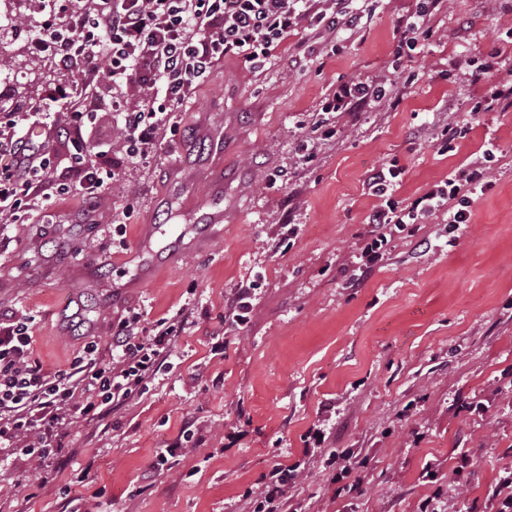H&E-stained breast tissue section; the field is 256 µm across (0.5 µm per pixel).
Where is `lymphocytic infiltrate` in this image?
Here are the masks:
<instances>
[{
    "instance_id": "f902f5d3",
    "label": "lymphocytic infiltrate",
    "mask_w": 512,
    "mask_h": 512,
    "mask_svg": "<svg viewBox=\"0 0 512 512\" xmlns=\"http://www.w3.org/2000/svg\"><path fill=\"white\" fill-rule=\"evenodd\" d=\"M352 0H94L92 9L71 10L65 27L44 21L41 46L53 49L62 66L75 73L73 83L54 88L53 101L65 104L63 119L33 111L21 116L0 114V218L35 219L52 191L76 190L94 202L106 185L98 171L112 153L108 143L89 144L83 135L101 107H109L134 161L162 145L163 133L189 93L228 55H240L253 67L271 61L288 34L316 22L332 30L361 28L363 15ZM498 52L488 53L471 79L488 94L476 105L490 111L512 98V85L500 78ZM136 86L138 105L125 97ZM385 89L360 81L337 85L325 102L327 112L350 114L381 101ZM71 134L72 176L48 190L44 174L54 157L57 125ZM40 128L43 137L30 142L25 130ZM400 168L383 165L368 185L385 203L367 217L369 231L361 253L371 268L388 243L393 226L423 224L444 216L452 228L469 223L471 206L488 186L487 171L472 166L449 174L445 185L433 186L410 205L399 207L387 194L396 186ZM183 321L161 319L144 331L137 319L118 321L112 349L102 356L88 347L69 369L46 371L33 358V339L24 318L0 315V446L11 449L27 438L23 455L43 462L61 452L49 437L53 429L86 416L107 417L154 380L174 346Z\"/></svg>"
}]
</instances>
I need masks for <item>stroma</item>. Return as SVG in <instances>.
<instances>
[{
    "instance_id": "35a3bbf8",
    "label": "stroma",
    "mask_w": 512,
    "mask_h": 512,
    "mask_svg": "<svg viewBox=\"0 0 512 512\" xmlns=\"http://www.w3.org/2000/svg\"><path fill=\"white\" fill-rule=\"evenodd\" d=\"M420 0H360L355 32L301 27L255 69L227 56L190 93L176 135L126 162L115 119L87 128L112 144L119 181L87 206L72 193L41 224L0 221V312L28 317L34 357L66 368L88 343L109 353L112 324L188 322L157 378L103 419L63 438L62 473L0 461V505L13 512H253L279 465L304 461L290 489L306 512H424L465 501L490 512L512 468V108L473 114L486 93L470 59H512V0H444L433 33L398 51V20ZM38 31L0 27L19 67L0 77V108H46L67 71ZM395 82L354 116L321 107L343 81ZM465 126L445 142L446 124ZM335 127L321 139L319 125ZM224 136V160L207 128ZM317 140L301 165V145ZM493 148L490 188L470 224L439 218L392 229L387 252L359 273L365 216L380 205L369 173L397 162L406 206ZM201 175L193 195L172 191ZM224 187V221L171 256L143 243L149 224H183L185 206ZM297 228L287 233L286 224ZM251 288L245 325L228 321ZM326 430L324 453L304 437ZM171 448L169 468L153 464ZM357 455L360 490L332 482L328 453Z\"/></svg>"
}]
</instances>
